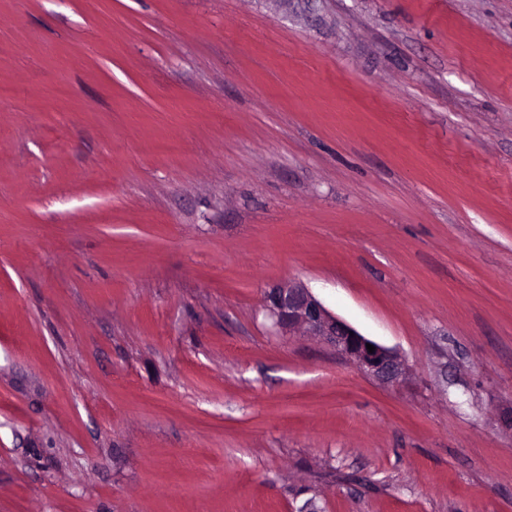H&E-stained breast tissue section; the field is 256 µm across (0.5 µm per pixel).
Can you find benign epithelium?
<instances>
[{
    "label": "benign epithelium",
    "mask_w": 512,
    "mask_h": 512,
    "mask_svg": "<svg viewBox=\"0 0 512 512\" xmlns=\"http://www.w3.org/2000/svg\"><path fill=\"white\" fill-rule=\"evenodd\" d=\"M265 307L279 329L299 330L307 336L320 338L372 379L394 384L406 374L405 364L397 353L330 314L300 282L288 281L273 287L266 297ZM368 343L375 347V352H368Z\"/></svg>",
    "instance_id": "1"
}]
</instances>
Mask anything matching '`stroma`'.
Returning <instances> with one entry per match:
<instances>
[{
  "label": "stroma",
  "mask_w": 512,
  "mask_h": 512,
  "mask_svg": "<svg viewBox=\"0 0 512 512\" xmlns=\"http://www.w3.org/2000/svg\"><path fill=\"white\" fill-rule=\"evenodd\" d=\"M0 88V512H512V0H0ZM265 307L279 329L317 336L372 379L394 384L406 374L405 364L397 353L330 314L301 282L288 281L273 287ZM366 343L375 347L374 353L368 352Z\"/></svg>",
  "instance_id": "stroma-1"
}]
</instances>
